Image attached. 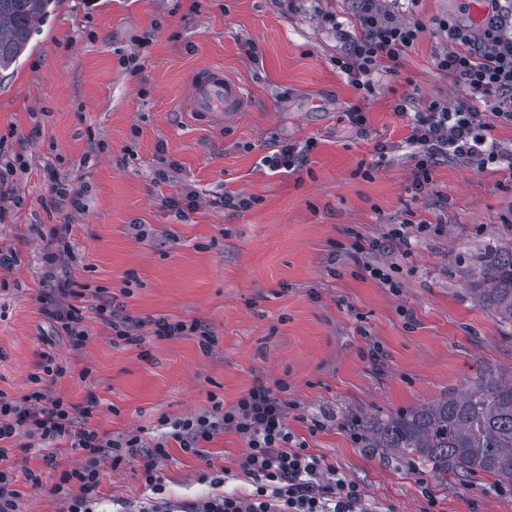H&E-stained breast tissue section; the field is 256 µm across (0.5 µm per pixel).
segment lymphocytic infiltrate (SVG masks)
Listing matches in <instances>:
<instances>
[{"label":"lymphocytic infiltrate","instance_id":"f902f5d3","mask_svg":"<svg viewBox=\"0 0 512 512\" xmlns=\"http://www.w3.org/2000/svg\"><path fill=\"white\" fill-rule=\"evenodd\" d=\"M492 10L480 31L453 17L436 22L448 38V49L437 57L435 67L460 90L462 97L456 104L433 99L412 113L405 102L394 105L398 114L411 116L407 142L416 149L417 172L411 183L415 191L429 183L438 156L460 157L481 169L501 156L499 147L484 133V118L489 115L494 122L512 126V9H505L501 0H492ZM355 25L358 32L347 36L336 67L355 89L367 92L373 89V75L385 64L398 61L425 30L420 21L397 18L381 0H357ZM89 298L95 301L94 312L111 325L115 339L135 341L138 321L117 316L98 291L62 287L43 311L67 337L72 350H81L87 340L82 322ZM40 368V374L32 378L35 390L22 401L0 391V512H19L17 480H25L32 488L42 483L41 472L29 468L18 472L13 467L12 444L22 435L49 444L46 459L50 462L61 444L83 455L80 466L63 470L58 477L57 491L71 484L79 488L66 512H97L99 463L104 459L115 467L141 460L144 484L157 496L151 512H367L365 495L355 481L337 472L328 480L320 479L319 459L295 444L286 424L288 404L269 386H253L231 409L217 404L212 413L172 422V438L184 452L195 455L200 444L218 432L239 434L247 444L242 467L257 483L246 497L216 494L201 505L185 502L175 507L163 498L157 474L159 462L168 456L165 443L146 450L135 435L114 438L94 427L73 429V404L60 396L47 397L41 386L43 379L64 377L66 366L47 354Z\"/></svg>","mask_w":512,"mask_h":512}]
</instances>
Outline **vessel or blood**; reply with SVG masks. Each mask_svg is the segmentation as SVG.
Masks as SVG:
<instances>
[{
  "label": "vessel or blood",
  "mask_w": 512,
  "mask_h": 512,
  "mask_svg": "<svg viewBox=\"0 0 512 512\" xmlns=\"http://www.w3.org/2000/svg\"><path fill=\"white\" fill-rule=\"evenodd\" d=\"M249 101L248 88L229 78L222 66L204 69L187 102L189 111L208 120L222 121L241 112Z\"/></svg>",
  "instance_id": "obj_1"
}]
</instances>
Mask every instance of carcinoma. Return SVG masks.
Masks as SVG:
<instances>
[{
    "label": "carcinoma",
    "instance_id": "cac0c4a2",
    "mask_svg": "<svg viewBox=\"0 0 512 512\" xmlns=\"http://www.w3.org/2000/svg\"><path fill=\"white\" fill-rule=\"evenodd\" d=\"M49 0H0V68L27 47ZM473 289L478 303L512 326V244L493 246ZM368 444L470 482L488 475L512 488V376H488L462 392L365 427Z\"/></svg>",
    "mask_w": 512,
    "mask_h": 512
}]
</instances>
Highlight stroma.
<instances>
[{
	"label": "stroma",
	"mask_w": 512,
	"mask_h": 512,
	"mask_svg": "<svg viewBox=\"0 0 512 512\" xmlns=\"http://www.w3.org/2000/svg\"><path fill=\"white\" fill-rule=\"evenodd\" d=\"M386 5L427 30L366 97L336 68L355 0H50L27 51L0 69V167L17 168L0 197V249L16 256L0 269V390L22 399L51 354L68 372L47 383L49 397L95 401L101 433L151 447L164 438L161 419L217 401L232 408L263 383L288 402L296 441L354 480L373 512H512V490L493 479L444 480L357 437V424L512 374V327L472 293L488 248L512 239V170L443 159L414 193L408 120L393 110L401 98L412 112L459 101L434 67L448 41L432 21L469 17L457 0ZM134 52L132 74L120 61ZM215 64L251 91L221 124L184 106L195 76ZM359 104L362 126L349 114ZM308 141L299 169L265 165L282 143ZM53 169L87 184L82 209L52 198ZM185 192L197 206L183 219L168 201ZM235 193L257 202L222 207ZM401 223L418 229L410 253L352 258V243ZM59 231L76 258L50 280L43 255ZM368 264L396 266L398 288L371 279ZM58 279L103 289L142 321L141 341L114 342L90 314L86 343L72 351L41 312ZM159 318L198 321L214 342L155 336ZM17 445L18 467L43 474L39 489L21 486V512H65L79 489L61 494L56 482L81 453L62 451L50 466L40 440ZM245 448L231 431L197 455L169 441L158 465L164 497L248 496L256 483L241 467ZM99 470L102 512L116 501L150 507L138 463L104 460Z\"/></svg>",
	"instance_id": "1"
}]
</instances>
